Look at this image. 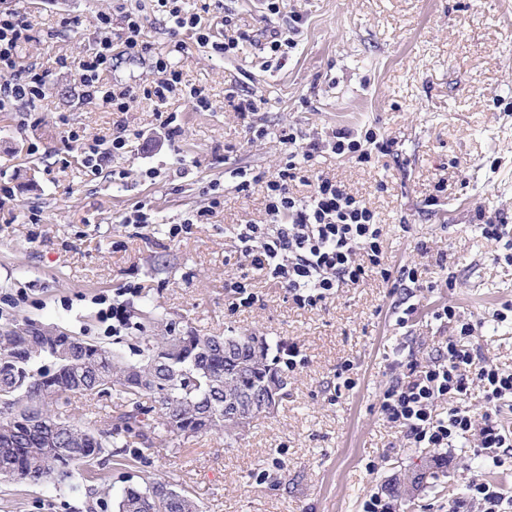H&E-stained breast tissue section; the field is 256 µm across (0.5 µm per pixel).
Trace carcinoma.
<instances>
[{
    "instance_id": "1",
    "label": "carcinoma",
    "mask_w": 512,
    "mask_h": 512,
    "mask_svg": "<svg viewBox=\"0 0 512 512\" xmlns=\"http://www.w3.org/2000/svg\"><path fill=\"white\" fill-rule=\"evenodd\" d=\"M138 318L159 329L141 337L135 352L141 373L129 371L123 352L85 341L59 352L66 333L47 328L29 336L27 324L0 326V482L32 485L53 483L72 491L81 489L86 473L104 454H122L128 438L148 427L164 444L170 436L193 438L215 433L226 441L245 435L240 423L224 417V407L255 403L254 421L266 414L272 400L270 387L283 396L286 382L278 369L281 342L249 334L202 336L180 330L165 320L157 307L144 305ZM231 355H224V344ZM221 375L223 388L215 390L210 377ZM110 390L130 409L120 413L109 428L76 426L54 408L58 397L78 387ZM424 473L405 474L394 480L392 494L417 487ZM171 487L175 497L165 512H201L191 491L167 481L128 485L115 499V512H152L156 491Z\"/></svg>"
}]
</instances>
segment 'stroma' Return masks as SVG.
<instances>
[{"instance_id": "obj_1", "label": "stroma", "mask_w": 512, "mask_h": 512, "mask_svg": "<svg viewBox=\"0 0 512 512\" xmlns=\"http://www.w3.org/2000/svg\"><path fill=\"white\" fill-rule=\"evenodd\" d=\"M0 2L30 22L35 39L19 45L16 65L38 63L48 89L36 109L0 108V186L14 192L0 206V324L54 325L131 353L137 331L113 333L99 314L104 298L131 312L154 304L201 334L253 333L299 350L277 410L237 443L172 437L158 448L133 438L81 493L0 483V512H113L125 482L153 479L189 488L202 512H361L367 495L430 456L444 467L397 512H442L479 475L512 486V475L482 466L470 449L407 447L380 411L409 364L424 365L455 335L433 317L445 304L474 324L469 344L480 359L512 371V318L494 319L512 304V263L480 230L489 219L512 226V0H286L269 23L262 0H180L199 22L177 34L155 0ZM102 13L115 52L108 85L153 86L164 58L182 69L181 91L163 104L138 98L125 112L79 98L76 65L104 34ZM130 13L150 46L140 59L122 52ZM228 20L247 35L236 49L198 44L201 33L223 41ZM272 28L294 41L285 55L266 46ZM194 88L209 108L194 107ZM245 96L256 110L242 117L233 104ZM161 112L176 114L180 136L167 139ZM119 124L141 137L116 153ZM289 124L306 141L340 127L388 141L379 162L325 154L317 167L376 212L392 268L417 267L434 283L414 297L406 324L397 322L400 289L375 275L315 308L256 277L255 303L230 310L224 282L245 270L234 229L268 217L263 183L239 193L229 173H274L285 151L276 132ZM71 130L79 141H68ZM94 142L107 154L95 172L82 162ZM215 197L208 222L191 223ZM141 205L153 223H128ZM123 409L113 394L73 396L67 406L79 425Z\"/></svg>"}]
</instances>
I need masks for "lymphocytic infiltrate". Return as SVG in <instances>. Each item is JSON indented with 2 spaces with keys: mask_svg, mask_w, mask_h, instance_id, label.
Segmentation results:
<instances>
[{
  "mask_svg": "<svg viewBox=\"0 0 512 512\" xmlns=\"http://www.w3.org/2000/svg\"><path fill=\"white\" fill-rule=\"evenodd\" d=\"M31 27L17 10H0V70H10L0 83V106L11 103L35 109L47 95L44 76L36 65L16 69L18 45L30 41ZM112 67V42L104 38L78 65L80 95L96 100L114 112L127 111L136 99L133 89L108 87L104 76ZM280 140L287 156L270 176L251 170H234L235 189L248 191L252 183L264 182L266 224H241L236 229L240 254L253 273L276 280L287 288L302 307H316L345 285H356L369 274L383 281L398 278L423 290L415 268L392 271L382 250L383 226L367 203L336 180L311 173L308 165L320 153L348 157L360 163L372 160L373 152H387L373 130L339 128L330 139L298 142L294 132H283ZM307 183L306 198L293 195L294 181ZM435 319L456 324L459 335L448 342L446 355L421 369L411 370L408 379L390 385L380 408L386 418L404 433L412 448H454L472 444L476 457L501 467L512 464V430L498 421L502 403L512 402V372L481 364L476 350L466 346L474 326L464 321L455 307L437 308ZM482 388L486 411L475 417L462 407L449 408L447 415L435 414L438 400L467 393L471 386ZM482 512H512V495H505L485 477L473 478L464 497L448 502V512H469L472 505Z\"/></svg>",
  "mask_w": 512,
  "mask_h": 512,
  "instance_id": "lymphocytic-infiltrate-1",
  "label": "lymphocytic infiltrate"
}]
</instances>
